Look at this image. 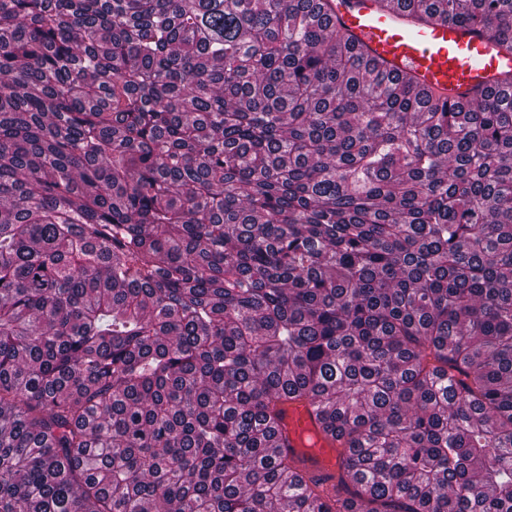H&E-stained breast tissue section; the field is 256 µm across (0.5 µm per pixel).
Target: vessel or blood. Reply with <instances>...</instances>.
Listing matches in <instances>:
<instances>
[{
  "label": "vessel or blood",
  "instance_id": "1",
  "mask_svg": "<svg viewBox=\"0 0 512 512\" xmlns=\"http://www.w3.org/2000/svg\"><path fill=\"white\" fill-rule=\"evenodd\" d=\"M330 14L367 55L384 60L388 72L412 75L420 86L455 99L497 86L512 71V58L499 54L490 36L465 27L419 26L398 8H379L376 0H331ZM279 432L304 466L337 484L343 450L323 434L309 400L284 405Z\"/></svg>",
  "mask_w": 512,
  "mask_h": 512
}]
</instances>
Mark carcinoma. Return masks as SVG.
Instances as JSON below:
<instances>
[{"instance_id":"carcinoma-1","label":"carcinoma","mask_w":512,"mask_h":512,"mask_svg":"<svg viewBox=\"0 0 512 512\" xmlns=\"http://www.w3.org/2000/svg\"><path fill=\"white\" fill-rule=\"evenodd\" d=\"M377 2L512 55V0ZM327 6L0 0V512H512V73ZM333 21L367 55L383 58L392 75L410 74L421 86L466 100L477 88L497 86L512 58L494 40L454 24L419 26L402 10L376 0H330ZM282 410L279 432L288 439V452L316 475L325 477L332 490L341 473L343 448L323 434L309 400H291Z\"/></svg>"}]
</instances>
